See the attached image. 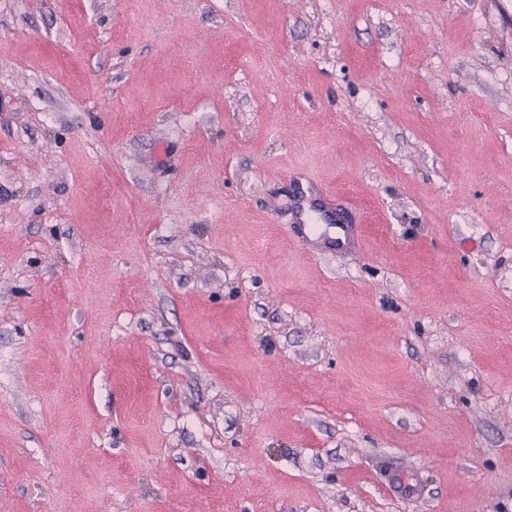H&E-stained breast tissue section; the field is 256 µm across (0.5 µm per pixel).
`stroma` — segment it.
I'll return each mask as SVG.
<instances>
[{
	"instance_id": "1",
	"label": "stroma",
	"mask_w": 512,
	"mask_h": 512,
	"mask_svg": "<svg viewBox=\"0 0 512 512\" xmlns=\"http://www.w3.org/2000/svg\"><path fill=\"white\" fill-rule=\"evenodd\" d=\"M0 512H512V0H0Z\"/></svg>"
}]
</instances>
